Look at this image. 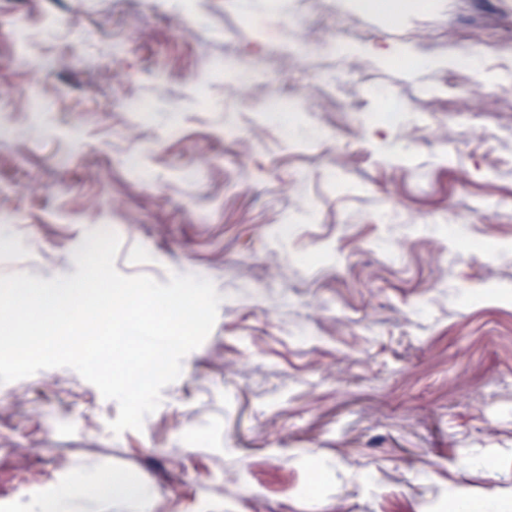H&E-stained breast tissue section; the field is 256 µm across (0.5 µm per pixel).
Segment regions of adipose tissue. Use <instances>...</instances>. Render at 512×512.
Segmentation results:
<instances>
[{
	"label": "adipose tissue",
	"mask_w": 512,
	"mask_h": 512,
	"mask_svg": "<svg viewBox=\"0 0 512 512\" xmlns=\"http://www.w3.org/2000/svg\"><path fill=\"white\" fill-rule=\"evenodd\" d=\"M66 471V478L15 496L9 512H99L103 505L120 502L136 504L141 512L150 508L151 492L139 474L73 465Z\"/></svg>",
	"instance_id": "1"
}]
</instances>
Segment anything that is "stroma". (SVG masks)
Returning a JSON list of instances; mask_svg holds the SVG:
<instances>
[{
	"mask_svg": "<svg viewBox=\"0 0 512 512\" xmlns=\"http://www.w3.org/2000/svg\"><path fill=\"white\" fill-rule=\"evenodd\" d=\"M464 48L477 69L452 66ZM510 69L512 0H415L395 27L348 0H0V275H74L105 228L121 274L222 297L142 430L112 433L117 402L70 368L0 384V512L67 462L142 474L152 512H380L393 491L448 512L449 490L512 488ZM389 92L404 125L369 119ZM273 94L303 101L293 142L259 114Z\"/></svg>",
	"mask_w": 512,
	"mask_h": 512,
	"instance_id": "1",
	"label": "stroma"
}]
</instances>
